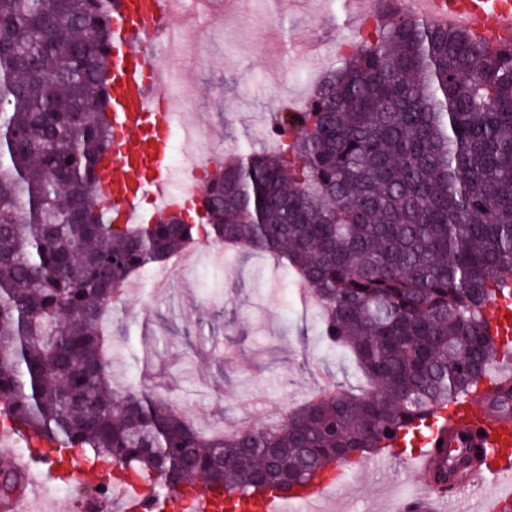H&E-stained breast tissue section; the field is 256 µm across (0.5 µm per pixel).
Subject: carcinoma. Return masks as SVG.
Here are the masks:
<instances>
[{"label": "carcinoma", "instance_id": "obj_1", "mask_svg": "<svg viewBox=\"0 0 512 512\" xmlns=\"http://www.w3.org/2000/svg\"><path fill=\"white\" fill-rule=\"evenodd\" d=\"M112 0H0V420L114 478L221 512L267 488L305 487L382 450L450 405L483 400L512 421V380L487 378L500 343L485 310L512 294V49L413 15L346 43L296 108L269 113L272 151L236 152L180 215L112 224L97 203L112 146ZM278 256L316 303L319 333L366 390H332L208 435L142 383L112 387L107 324L117 289L193 241ZM433 440L432 488L487 469L489 449L448 459L471 426Z\"/></svg>", "mask_w": 512, "mask_h": 512}]
</instances>
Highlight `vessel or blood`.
Wrapping results in <instances>:
<instances>
[{
    "label": "vessel or blood",
    "mask_w": 512,
    "mask_h": 512,
    "mask_svg": "<svg viewBox=\"0 0 512 512\" xmlns=\"http://www.w3.org/2000/svg\"><path fill=\"white\" fill-rule=\"evenodd\" d=\"M415 14L444 28H462L495 44H512V0H408ZM172 0H112V127L115 135L101 182V199L116 224H143V197L156 200L159 213L183 210L187 193L169 190L170 136L174 127L166 89L176 87L179 72L159 55L158 44L175 39L168 24ZM483 447L498 458L491 469L495 496L482 512H500L512 500V424L498 414H477ZM328 494L314 484L296 494L270 491L261 512H321ZM118 512H157V504L139 486L120 488Z\"/></svg>",
    "instance_id": "1"
}]
</instances>
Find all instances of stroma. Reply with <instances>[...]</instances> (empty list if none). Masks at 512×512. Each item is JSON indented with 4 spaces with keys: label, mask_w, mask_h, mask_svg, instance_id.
Returning <instances> with one entry per match:
<instances>
[{
    "label": "stroma",
    "mask_w": 512,
    "mask_h": 512,
    "mask_svg": "<svg viewBox=\"0 0 512 512\" xmlns=\"http://www.w3.org/2000/svg\"><path fill=\"white\" fill-rule=\"evenodd\" d=\"M350 13L351 0H202L192 15H172L196 36L176 63L188 72L186 118L212 138L213 163L242 144L260 147L266 112L306 100L339 64V45L357 29ZM108 333L115 384L146 381L200 427L281 422L318 392L321 373L360 385L320 339L293 274L249 249L201 259L164 286L147 272L132 278ZM374 461L337 468L343 512H388L415 490L409 464L383 474Z\"/></svg>",
    "instance_id": "obj_1"
}]
</instances>
